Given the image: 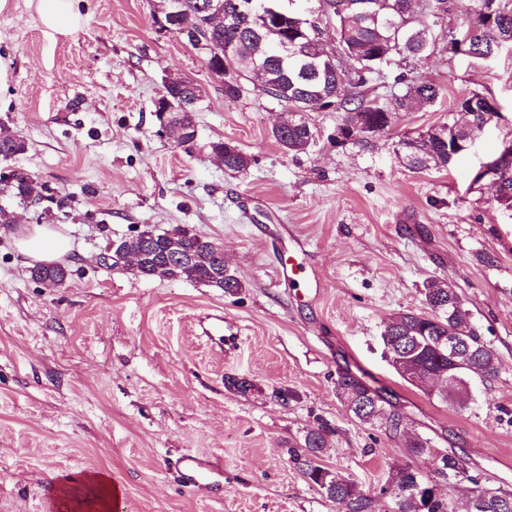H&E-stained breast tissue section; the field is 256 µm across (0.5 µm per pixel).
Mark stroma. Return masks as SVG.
<instances>
[{
	"instance_id": "obj_1",
	"label": "stroma",
	"mask_w": 512,
	"mask_h": 512,
	"mask_svg": "<svg viewBox=\"0 0 512 512\" xmlns=\"http://www.w3.org/2000/svg\"><path fill=\"white\" fill-rule=\"evenodd\" d=\"M81 27L46 37L28 0L0 11V124L28 149L11 168L48 196L38 205L0 196V512H59L49 494L62 479L111 477L124 512H344L290 462L289 444L318 422L334 428L326 466L363 490L408 461L413 436L463 456L483 483L512 491V211L480 168L512 141V49L474 62L437 45L421 60L394 57L366 90L390 97L395 74L440 89L436 104L397 113L388 134L338 145L336 115L309 112L315 138L287 153L272 129L281 106L246 85L229 98L199 51L152 23L151 0H80ZM205 90L197 136H163L155 102L167 75ZM499 116L452 165L413 172L394 144L446 122L470 92ZM237 144L250 164L225 171L215 140ZM49 224L72 239L64 287L30 277L16 246L22 227ZM185 227L224 249L244 284L227 295L204 284L135 277L101 265L112 240L144 226ZM312 266L318 299L279 273L294 238ZM488 252L491 265L475 256ZM451 282L472 324L501 360L472 382L467 405L405 382L383 351L396 313L425 307L430 278ZM224 317V341L201 334ZM386 388L400 432L360 424L336 395L339 370ZM251 380L242 395L226 376ZM298 398L283 405L273 390ZM221 459L224 493L179 481L184 453Z\"/></svg>"
}]
</instances>
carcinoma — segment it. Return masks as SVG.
Listing matches in <instances>:
<instances>
[{
  "instance_id": "obj_1",
  "label": "carcinoma",
  "mask_w": 512,
  "mask_h": 512,
  "mask_svg": "<svg viewBox=\"0 0 512 512\" xmlns=\"http://www.w3.org/2000/svg\"><path fill=\"white\" fill-rule=\"evenodd\" d=\"M221 4L224 24L219 27L204 26L197 29V41L208 46L212 56H203V63L212 70L223 65L220 56L230 55L243 74L227 77L224 95L235 98L242 91V81L261 88L278 104L292 102L301 105L315 103L321 109L337 113L336 126L356 128V144H364L387 133L394 115L413 105L434 104L440 95L435 86L394 78V85L403 86L389 101L367 98V85L380 76L396 54L415 59L425 56L423 45L436 40L433 29L408 25L410 36L399 41L391 39L389 23H398L403 16H413L414 0H393L398 11H385L378 7V16L365 13L367 4L382 0H278L288 2L286 14L274 16L269 21H257L241 14L243 0H182L190 13L206 20L211 2ZM461 32L468 38L469 57L487 61L505 47L512 48V0H472ZM296 12H312L319 20L334 22L338 44L348 56V71L335 70L327 58L319 56L317 46L307 35L299 32L293 22ZM171 97L187 104L189 111L181 113L179 122L187 128L184 143L190 144L196 136L195 112L203 98L195 97L188 85L174 86ZM452 119L426 132L406 134L396 145L399 162L411 171L429 167L446 168L472 144L473 132L490 123L498 114L496 107L482 94L473 92L460 98L452 109ZM369 126V133L357 130V125ZM273 137L287 153H300L308 149L315 136L306 113L295 112L288 123L272 131ZM213 150L224 151V169L242 173L249 159L236 145L223 140L209 144ZM26 139L21 132L0 135V161L24 152ZM501 181L497 200L512 208V162H501ZM34 189V178L24 172H15L9 179L0 178V192H6L19 201L28 202ZM181 246L187 254L184 261L173 258L168 252V231L151 229L155 237L149 245L135 236L124 241L129 252L140 256L139 269L132 270L116 262L121 268L137 277L165 280H185L218 288L229 295L239 293L242 282L224 266L219 245L191 232L178 228ZM68 270L61 265H36L31 278L37 282H51L62 287ZM448 282L432 278L425 282L424 298L427 311L399 312L386 323L382 337L394 360L409 364L418 375L409 383L419 385L431 373L448 370V336L468 328L469 344L462 354L468 360V380H459L448 386L439 382L438 396L444 400L460 396L468 385L479 380L496 377L501 361L495 351L483 340L469 321V312L457 290L447 289ZM385 389L368 384L363 377L345 368L338 373L336 394L360 423L386 424L393 430L401 426L398 413L386 409L390 404L384 396ZM333 430L320 424L306 432L300 448L288 449L291 462L304 479L317 487L326 497L344 505L346 512H374L375 500L388 504L386 512H454L451 489L461 483L471 484L466 512H512V491L491 488L469 473L463 458L451 448L435 449L431 439L416 436L408 446L409 456L425 459L429 463L424 471L410 463L395 464L387 479L373 491L364 492L350 476L332 470L323 464V457L330 448Z\"/></svg>"
}]
</instances>
